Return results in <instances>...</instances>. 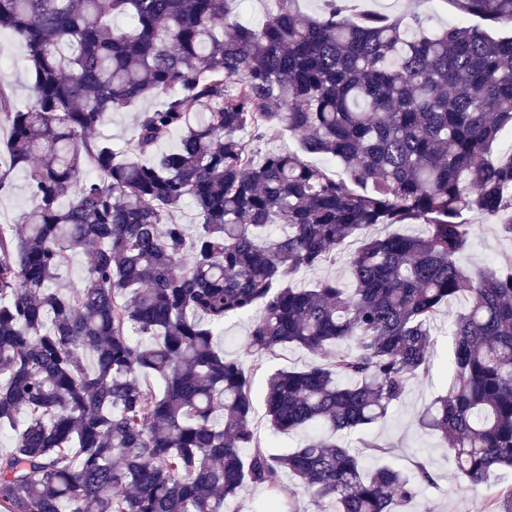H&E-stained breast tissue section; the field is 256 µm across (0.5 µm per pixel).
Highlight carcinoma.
<instances>
[{"label":"carcinoma","mask_w":512,"mask_h":512,"mask_svg":"<svg viewBox=\"0 0 512 512\" xmlns=\"http://www.w3.org/2000/svg\"><path fill=\"white\" fill-rule=\"evenodd\" d=\"M242 2L0 0L34 76L23 106L0 90V189L21 168L36 200L0 224V512H226L250 485L276 512L286 478L325 512H405L427 464L370 466L391 444L343 439L404 400L455 300L451 380L417 422L459 488L512 512V254L458 264L470 213L512 240V0H442L460 20L437 29L347 0H274L249 27ZM157 96L125 149L92 137ZM284 130L298 150L245 141ZM403 224L425 229L369 233ZM351 242L344 277L288 283ZM255 313L227 357L224 323ZM287 347L316 359L267 375L265 415L308 435L275 454L253 376Z\"/></svg>","instance_id":"cac0c4a2"}]
</instances>
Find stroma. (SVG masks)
Returning <instances> with one entry per match:
<instances>
[{
	"instance_id": "1",
	"label": "stroma",
	"mask_w": 512,
	"mask_h": 512,
	"mask_svg": "<svg viewBox=\"0 0 512 512\" xmlns=\"http://www.w3.org/2000/svg\"><path fill=\"white\" fill-rule=\"evenodd\" d=\"M354 5L361 12H382L392 16L415 11L431 28L458 20L442 0H354ZM23 54L18 39L10 32L1 31L0 87L20 105L27 101L33 83V76L23 63ZM468 221L473 226V235L469 248L458 258L460 266L474 269L512 253V241L503 238L496 225L485 223L477 214L469 215ZM462 308L459 301L446 307L428 372L412 384L406 398L392 409L386 422L375 429L376 434L392 444L386 463L409 470L415 462L423 461L434 473L435 487L424 489L410 504V512H484L481 496L458 488L454 463L443 450L439 436L422 431L415 422L419 408L443 392L450 381L447 326Z\"/></svg>"
}]
</instances>
